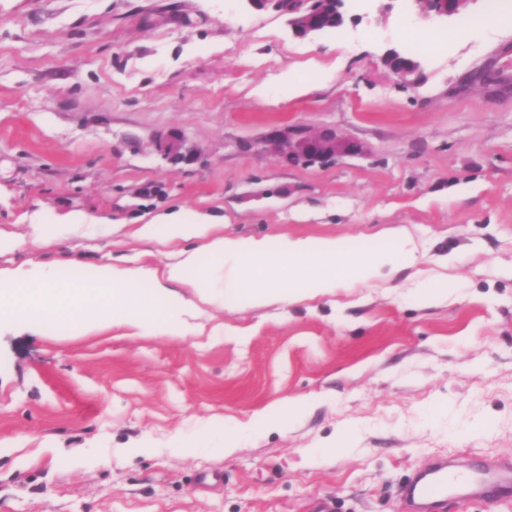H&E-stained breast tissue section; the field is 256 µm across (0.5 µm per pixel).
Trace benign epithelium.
I'll use <instances>...</instances> for the list:
<instances>
[{
  "mask_svg": "<svg viewBox=\"0 0 512 512\" xmlns=\"http://www.w3.org/2000/svg\"><path fill=\"white\" fill-rule=\"evenodd\" d=\"M256 10H271L288 17L293 34L306 38L319 32L321 14L304 10L310 0H246ZM426 18L454 19L458 15L461 0H411ZM264 143L271 146L276 155L294 165H329L346 156H357L364 152L363 145L356 139L331 127L313 131L298 125H283L270 128ZM158 151L173 163L193 164L199 156L188 145L185 137L171 132L161 139Z\"/></svg>",
  "mask_w": 512,
  "mask_h": 512,
  "instance_id": "1",
  "label": "benign epithelium"
}]
</instances>
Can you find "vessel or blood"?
I'll return each instance as SVG.
<instances>
[{
    "label": "vessel or blood",
    "mask_w": 512,
    "mask_h": 512,
    "mask_svg": "<svg viewBox=\"0 0 512 512\" xmlns=\"http://www.w3.org/2000/svg\"><path fill=\"white\" fill-rule=\"evenodd\" d=\"M512 493V461L485 467L438 458L415 471L401 490L412 512H440L448 498L476 500Z\"/></svg>",
    "instance_id": "obj_1"
}]
</instances>
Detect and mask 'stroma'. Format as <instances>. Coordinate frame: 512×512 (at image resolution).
Returning a JSON list of instances; mask_svg holds the SVG:
<instances>
[{"label":"stroma","instance_id":"stroma-1","mask_svg":"<svg viewBox=\"0 0 512 512\" xmlns=\"http://www.w3.org/2000/svg\"><path fill=\"white\" fill-rule=\"evenodd\" d=\"M454 26L403 0H354L341 34L313 38L246 0H0L1 267L159 268L181 243L127 227L177 209L228 236L368 251L404 232L419 250L370 287L206 306L184 341L0 333V512H408L399 491L426 462L512 458V94L456 90L487 65L512 77V26L420 54L414 86L381 63L408 31ZM278 124L364 153L285 164L262 143ZM173 131L196 163L158 152ZM71 212L96 227L37 241L38 218ZM307 397L231 454L196 444L212 420Z\"/></svg>","mask_w":512,"mask_h":512}]
</instances>
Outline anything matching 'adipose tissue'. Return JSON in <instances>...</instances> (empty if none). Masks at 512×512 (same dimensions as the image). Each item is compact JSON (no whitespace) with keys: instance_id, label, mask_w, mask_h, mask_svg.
I'll use <instances>...</instances> for the list:
<instances>
[{"instance_id":"ef3b65f1","label":"adipose tissue","mask_w":512,"mask_h":512,"mask_svg":"<svg viewBox=\"0 0 512 512\" xmlns=\"http://www.w3.org/2000/svg\"><path fill=\"white\" fill-rule=\"evenodd\" d=\"M133 235L163 246L195 240L201 247L180 251L159 268L85 264L73 288L65 286L55 267H0V321L85 333L124 326L183 341L202 334L196 322L202 305L292 304L332 293L346 281L369 286L418 262L417 248L407 236L381 250L354 252L327 237H229L222 225L195 221L182 211L137 225ZM204 252L219 261L220 271L200 265ZM183 285L192 289V297L180 293ZM311 405L308 399L287 400L247 424L229 427L212 421L206 431L220 438L229 454L243 434L284 427Z\"/></svg>"}]
</instances>
